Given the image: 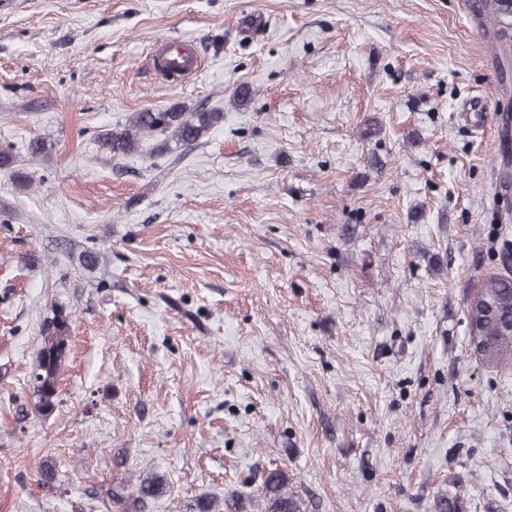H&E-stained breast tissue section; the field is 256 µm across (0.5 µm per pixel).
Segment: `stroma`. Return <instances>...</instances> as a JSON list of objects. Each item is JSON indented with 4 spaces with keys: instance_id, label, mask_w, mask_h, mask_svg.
Returning <instances> with one entry per match:
<instances>
[{
    "instance_id": "obj_1",
    "label": "stroma",
    "mask_w": 512,
    "mask_h": 512,
    "mask_svg": "<svg viewBox=\"0 0 512 512\" xmlns=\"http://www.w3.org/2000/svg\"><path fill=\"white\" fill-rule=\"evenodd\" d=\"M166 37L196 74L155 71ZM494 47L466 0H0V512H110L151 470L142 512H259L275 468L306 512H512V368L465 317L512 250V148L460 110H512ZM171 107L224 118L103 146ZM223 119L221 112H177L151 108L133 113L123 129L109 130L102 135V144L114 156L126 157L137 150L139 135L160 131L184 145L195 143L204 133ZM69 321L68 313L61 311L44 329L43 344L31 374L38 398L35 408L41 414H50L56 406L59 372L69 337ZM163 488L162 476L147 472L140 474L131 486L123 485L120 492L109 490L107 495L112 502V512H138L144 499L161 495Z\"/></svg>"
}]
</instances>
